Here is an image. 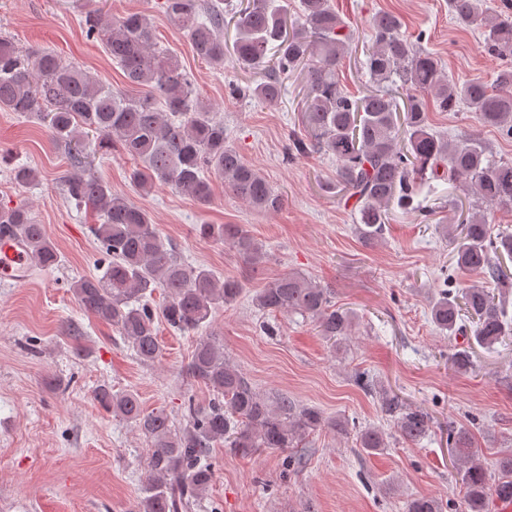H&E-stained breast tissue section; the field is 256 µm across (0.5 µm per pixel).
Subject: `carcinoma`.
<instances>
[{
    "label": "carcinoma",
    "mask_w": 512,
    "mask_h": 512,
    "mask_svg": "<svg viewBox=\"0 0 512 512\" xmlns=\"http://www.w3.org/2000/svg\"><path fill=\"white\" fill-rule=\"evenodd\" d=\"M458 23L482 29L487 52L512 56V21L493 14L484 0H448ZM171 23L189 36L196 56L212 65L233 55L245 72L262 74L248 95L266 104L281 97L288 74L301 72L306 82L302 122L309 133L295 139L288 156L309 152L336 159V179L329 190L355 200L352 221L367 244L380 242L392 207L414 204L420 186L442 175L461 184L473 198L470 216L440 229L455 243L456 271L477 273L500 285L498 294L470 284L461 295L450 287L456 277L443 278L445 290L432 303L430 314L441 331H460L461 311L473 319L474 338L485 349L501 342L512 328L504 302L512 283L501 260L512 259V233H493L494 210L512 207V159L494 158L487 146L471 135L450 139L430 127L428 100L444 112L463 105L477 120L512 138V64L504 63L493 82L475 77L458 83L448 79L436 57L419 51L401 35L398 15L382 11L373 17L372 44L361 69L374 89L360 97L343 89L339 66L349 50L350 33L330 0H300L297 18L273 0H246L233 13L236 36L224 45V9L212 3L199 11L195 0H164ZM87 38L99 39L107 55L133 85L153 93L133 97L108 83L91 80L78 66L62 62L49 50L19 51L14 41L0 38V110L36 116L52 139L68 148L76 168L89 164V137L99 147L119 143L140 166L131 173L141 189L160 182L191 194L199 203L211 200L206 173L224 179L236 198L254 209L271 212L282 195L229 144L224 122L198 105L194 84L177 56L156 48L155 29L147 15L136 12L113 21L100 9L85 13ZM19 185L37 180L28 165L11 170ZM66 195L77 206L98 214L92 234L108 256L100 275L85 276L71 285L79 307L115 326L142 362L160 353L156 319L180 333L210 327L221 305L234 303L242 293L239 280L182 261L175 248L163 242L149 213L112 190L104 181L75 173L65 181ZM12 229L27 238L34 263L49 269L59 253L22 207H0V231ZM197 234L230 245L244 264L256 271L269 255L240 224H199ZM164 293L161 307L151 304L153 292ZM263 312H285L311 320L320 336L335 347L357 324L354 312L331 304L330 291L300 271H288L260 289L253 298ZM190 375L214 392L206 407L188 403L184 424L174 422L165 408L149 413L132 392L98 388L95 400L133 425L150 443L149 476L134 512H198L212 478V448L219 443L248 454L259 449L297 448L306 436L325 429L348 432L346 419L331 418L315 406L283 399L273 405L224 356V343L201 336L188 366ZM383 409L394 417L401 436L423 439L431 418L421 409L407 408L396 396L382 398ZM360 447L370 454L388 447L387 434L377 427L360 432ZM449 441L460 464L466 487L458 512H488L487 472L472 435L465 427L451 431ZM500 478L494 486L501 499L512 500V452L498 460ZM406 512H443L433 497L406 500Z\"/></svg>",
    "instance_id": "obj_1"
}]
</instances>
